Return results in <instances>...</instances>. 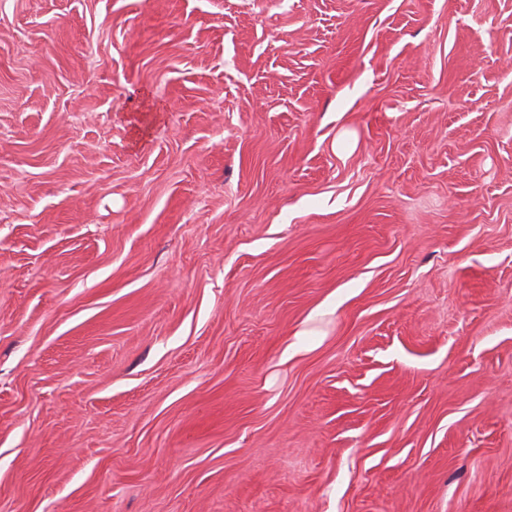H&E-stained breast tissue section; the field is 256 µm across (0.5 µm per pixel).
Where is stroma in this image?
<instances>
[{
	"label": "stroma",
	"instance_id": "stroma-1",
	"mask_svg": "<svg viewBox=\"0 0 512 512\" xmlns=\"http://www.w3.org/2000/svg\"><path fill=\"white\" fill-rule=\"evenodd\" d=\"M0 512H512V0H0Z\"/></svg>",
	"mask_w": 512,
	"mask_h": 512
}]
</instances>
